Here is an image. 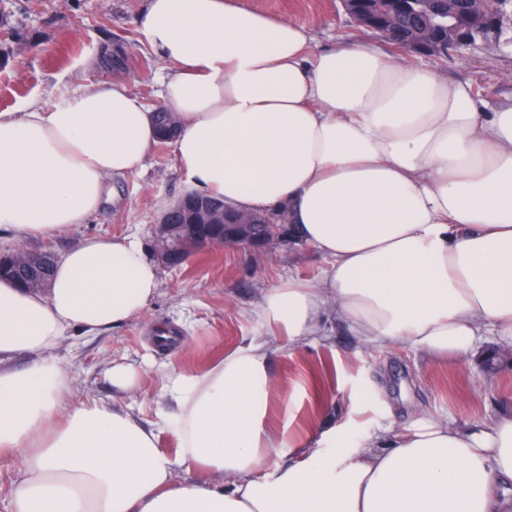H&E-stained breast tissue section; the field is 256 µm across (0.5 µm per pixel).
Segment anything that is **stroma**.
Masks as SVG:
<instances>
[{
    "instance_id": "stroma-1",
    "label": "stroma",
    "mask_w": 512,
    "mask_h": 512,
    "mask_svg": "<svg viewBox=\"0 0 512 512\" xmlns=\"http://www.w3.org/2000/svg\"><path fill=\"white\" fill-rule=\"evenodd\" d=\"M270 16L313 28V51L361 32L342 0H236ZM145 0H0V41L12 54L0 66V113L30 101L53 104L92 82H121L149 108L160 106L162 61L138 27ZM440 76L470 84L487 109L512 99V48L481 45L467 59L432 65ZM187 193L172 146L154 145L142 166L112 181V199L87 223L19 244L0 230V248L25 246L62 256L86 237L138 233L153 252L152 226L162 206ZM330 260L314 246L284 243L254 261L247 251L218 246L178 267L160 266V288L146 311L96 334L63 340L54 358L72 375V403L95 398L131 405L156 418L162 372L197 371L262 335V295L288 280L315 282ZM132 367L135 390L112 386L107 372ZM269 366L279 397L268 414L279 431L310 436L326 452L331 431L361 438L406 431L425 416L464 428L512 416V364L484 368L478 358L436 360L405 344H366L337 318L326 336L295 344L277 334Z\"/></svg>"
}]
</instances>
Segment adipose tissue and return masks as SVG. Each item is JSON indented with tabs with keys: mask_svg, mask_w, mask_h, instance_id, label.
Instances as JSON below:
<instances>
[{
	"mask_svg": "<svg viewBox=\"0 0 512 512\" xmlns=\"http://www.w3.org/2000/svg\"><path fill=\"white\" fill-rule=\"evenodd\" d=\"M138 23L166 65L188 191L236 212L287 206L296 239L331 260L316 284L263 294L270 330L313 342L333 311L360 341L432 356H466L485 329L512 339V104L486 111L469 84L373 41L311 53L310 27L233 0H146ZM155 142L152 112L121 84L1 112L0 228L25 241L86 223ZM159 285L134 235L71 247L47 290L0 281V360L31 357L0 370L8 512H512V419L427 417L310 451L266 424L264 336L169 370L157 423L95 400L59 416L61 340L141 314ZM179 466L210 480L176 482Z\"/></svg>",
	"mask_w": 512,
	"mask_h": 512,
	"instance_id": "obj_1",
	"label": "adipose tissue"
}]
</instances>
